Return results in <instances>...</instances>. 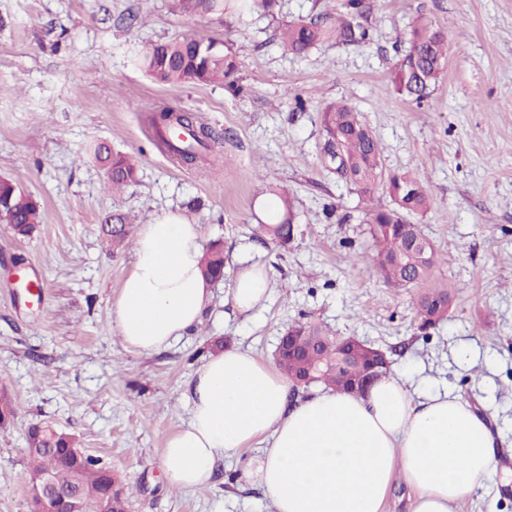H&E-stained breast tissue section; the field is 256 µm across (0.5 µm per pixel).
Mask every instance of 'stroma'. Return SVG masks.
Masks as SVG:
<instances>
[{
    "label": "stroma",
    "instance_id": "obj_1",
    "mask_svg": "<svg viewBox=\"0 0 512 512\" xmlns=\"http://www.w3.org/2000/svg\"><path fill=\"white\" fill-rule=\"evenodd\" d=\"M367 2L368 42L329 39L295 55L281 27L336 14L343 0H278L274 14L242 16L178 14L170 0H0V175L42 207L30 237L0 225V393L18 408L0 427V512H31L25 434L43 422L122 477L127 512H272L247 475L259 449L217 460L211 486L193 491L168 486L160 457L214 342L269 363L298 319L365 340L412 382L461 396L512 459V0ZM419 16L445 30L448 57L416 103L396 93L392 73ZM190 34L230 46L238 91L163 87L135 65L152 44ZM339 101L361 113L386 171L428 180L431 205L412 221L456 290L430 340L416 329L415 290L388 286L372 266L367 198L325 164L319 114ZM159 105L195 113L222 151L174 162L148 124ZM100 143L137 162L123 192L104 185ZM272 186L288 191L301 227L285 248L255 233ZM170 210L200 225L202 243L223 239L229 260L197 326L133 353L111 315L132 251L111 255L102 225L118 213L148 224ZM251 264L265 267L271 293L241 313L232 288ZM457 512H512V481L491 474Z\"/></svg>",
    "mask_w": 512,
    "mask_h": 512
}]
</instances>
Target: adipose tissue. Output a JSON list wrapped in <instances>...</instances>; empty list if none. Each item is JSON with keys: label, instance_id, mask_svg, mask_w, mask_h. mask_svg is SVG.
I'll list each match as a JSON object with an SVG mask.
<instances>
[{"label": "adipose tissue", "instance_id": "adipose-tissue-1", "mask_svg": "<svg viewBox=\"0 0 512 512\" xmlns=\"http://www.w3.org/2000/svg\"><path fill=\"white\" fill-rule=\"evenodd\" d=\"M200 238L199 225L173 212L140 227L112 303L127 350L168 346L200 322L212 297ZM269 284L263 268L243 270L234 306L257 308ZM289 388L243 349L208 354L189 386V418L162 450L168 484L207 487L218 459L264 439L249 474L274 512H382L398 477L417 492L414 512H454L497 469L489 422L451 392L413 391L392 371L361 394L317 390L293 402Z\"/></svg>", "mask_w": 512, "mask_h": 512}]
</instances>
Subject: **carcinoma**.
I'll use <instances>...</instances> for the list:
<instances>
[{"mask_svg":"<svg viewBox=\"0 0 512 512\" xmlns=\"http://www.w3.org/2000/svg\"><path fill=\"white\" fill-rule=\"evenodd\" d=\"M277 0H172V9L179 13L217 14L261 9L271 12ZM346 12L336 18V26L321 20L298 21L285 25L280 33L282 45L294 54H303L319 42L334 38L343 44H357L369 39L364 0H347ZM408 48L396 64L393 79L399 95L421 102L439 81L445 66L448 39L445 32L426 19L414 20L407 31ZM152 81L163 86H187L226 81L236 71V61L225 43L204 36H190L152 45L137 59ZM149 124L164 142V148L180 162H193L213 150L217 140L212 130L196 121L191 112H176L162 107L148 117ZM324 149L340 155L337 174L349 182L359 194L370 196L378 189L388 195L390 205L373 206L365 212L372 239V264L384 282L401 288L417 290V330L425 338L430 331L448 319V312L439 305L454 298L448 284L436 279L439 263L437 251L428 245L424 260L404 253L405 236L428 241L421 225L410 223V217L424 213L430 196L421 180L408 173H387L381 164L380 143L360 113L348 104L330 103L320 112ZM106 169L108 186L121 189L137 182L138 169L133 158L105 145L94 150ZM273 200L267 208V222L260 228L277 247H285L295 234L298 214L284 190L271 191ZM40 219V203L32 194L12 180L0 178V224L6 225L17 238L32 234ZM103 230L112 239V248L121 249L131 242L132 225L125 216L114 214ZM224 241L209 243L201 260L205 278L218 282L224 278ZM284 335L302 336L305 344L288 345V353L276 357V364L288 379L304 373L312 378L300 389L312 386L336 391L358 389V374L347 366L346 337L326 327L296 321ZM73 442L55 433L50 426L33 425L26 434L27 473L50 476L63 490H75L86 512H97L108 483H113V512H126L128 502L124 482L110 479L111 470L91 455L77 465L69 460L68 448Z\"/></svg>","mask_w":512,"mask_h":512,"instance_id":"carcinoma-1","label":"carcinoma"}]
</instances>
